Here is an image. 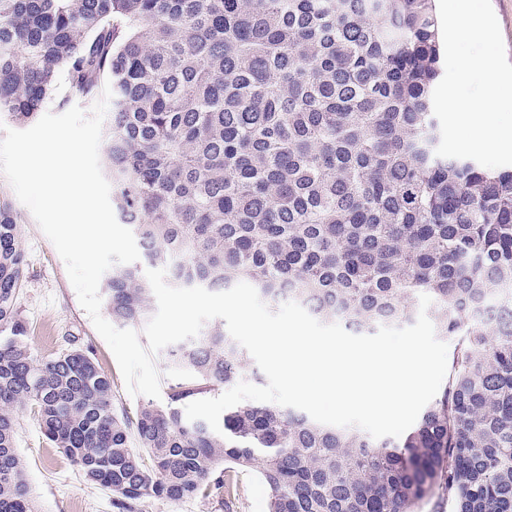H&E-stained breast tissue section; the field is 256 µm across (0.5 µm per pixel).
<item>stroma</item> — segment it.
<instances>
[{
	"instance_id": "stroma-1",
	"label": "stroma",
	"mask_w": 512,
	"mask_h": 512,
	"mask_svg": "<svg viewBox=\"0 0 512 512\" xmlns=\"http://www.w3.org/2000/svg\"><path fill=\"white\" fill-rule=\"evenodd\" d=\"M0 197L14 202L21 216L17 232L26 266L15 310L28 327L26 342L32 355L45 360L72 348H90L99 370L112 383L116 412L132 414L149 404V397L128 393L114 355L78 301L64 261L1 175ZM15 420L23 478L38 512H112L111 492L87 481L66 456L49 447L41 422L30 408L17 409ZM267 504V487L254 467L240 473L232 503L217 498L161 499L151 501L147 512H268Z\"/></svg>"
}]
</instances>
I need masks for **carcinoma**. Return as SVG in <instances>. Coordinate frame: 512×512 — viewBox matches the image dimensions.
<instances>
[{
	"mask_svg": "<svg viewBox=\"0 0 512 512\" xmlns=\"http://www.w3.org/2000/svg\"><path fill=\"white\" fill-rule=\"evenodd\" d=\"M442 44L432 0H0V116L18 125L112 90L104 172L144 261L175 287L251 284L361 334L432 298L455 341L448 382L398 438L242 402L222 433L182 407L237 382L224 324L168 350L163 406L118 415L82 349L39 361L14 302L21 217L0 199V512H35L14 409L114 512L154 499L231 502L259 467L268 512H512V166L435 154ZM137 264L105 278L112 322L143 326ZM136 437L137 447L130 444Z\"/></svg>",
	"mask_w": 512,
	"mask_h": 512,
	"instance_id": "obj_1",
	"label": "carcinoma"
}]
</instances>
